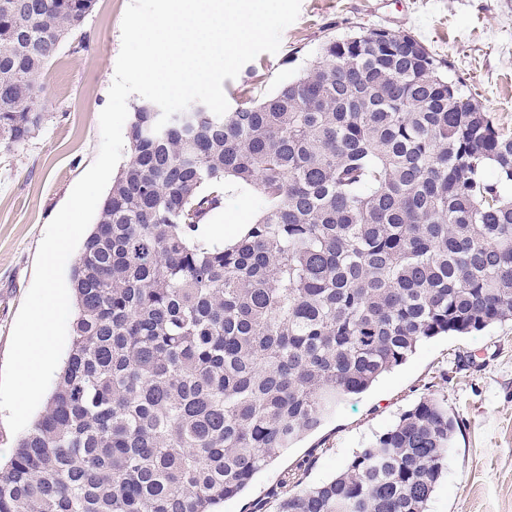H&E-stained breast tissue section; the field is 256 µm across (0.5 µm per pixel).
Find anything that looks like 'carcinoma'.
I'll use <instances>...</instances> for the list:
<instances>
[{"label":"carcinoma","instance_id":"cac0c4a2","mask_svg":"<svg viewBox=\"0 0 512 512\" xmlns=\"http://www.w3.org/2000/svg\"><path fill=\"white\" fill-rule=\"evenodd\" d=\"M95 2L0 0V150L40 131L45 68ZM445 69L364 28L258 103L189 106L192 128L136 106L0 512H217L419 343L512 320V135ZM229 184L264 205L220 243ZM455 427L421 400L277 512H425Z\"/></svg>","mask_w":512,"mask_h":512}]
</instances>
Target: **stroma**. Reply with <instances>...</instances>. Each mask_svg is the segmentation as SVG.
<instances>
[{"label": "stroma", "instance_id": "35a3bbf8", "mask_svg": "<svg viewBox=\"0 0 512 512\" xmlns=\"http://www.w3.org/2000/svg\"><path fill=\"white\" fill-rule=\"evenodd\" d=\"M129 0H97L81 49L48 64L37 105L39 133L0 150V365L34 276L48 223L95 161L99 115L108 102ZM415 36L448 62V76L512 134V0H302L277 53H263L223 82L230 108L271 95L307 71L319 47L359 28ZM257 190L228 186L207 218L209 235L232 240L258 215ZM443 400L457 423L448 470L428 512H512V321L465 336H438L350 399L318 432L288 449L225 500L222 512H275L291 489L331 479L359 448L420 400Z\"/></svg>", "mask_w": 512, "mask_h": 512}]
</instances>
